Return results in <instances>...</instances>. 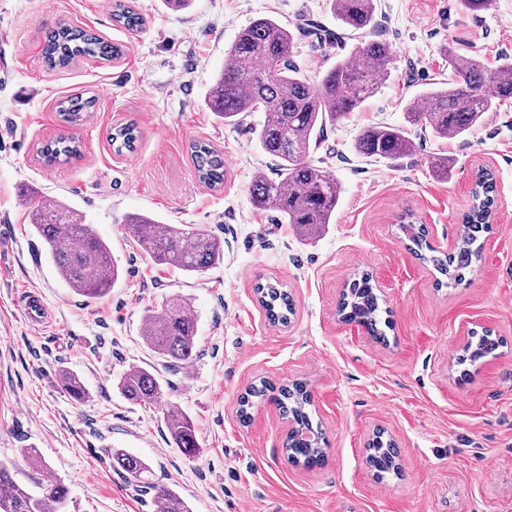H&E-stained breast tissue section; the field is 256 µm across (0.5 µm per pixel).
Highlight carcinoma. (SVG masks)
Instances as JSON below:
<instances>
[{
  "label": "carcinoma",
  "mask_w": 512,
  "mask_h": 512,
  "mask_svg": "<svg viewBox=\"0 0 512 512\" xmlns=\"http://www.w3.org/2000/svg\"><path fill=\"white\" fill-rule=\"evenodd\" d=\"M337 18L349 29L366 30L373 25L375 0H331ZM115 21L129 31L143 26L144 19L130 5L117 0L113 6ZM295 32L270 17L255 19L242 29L225 52L224 70L212 85L207 106L214 114L233 124L244 112H262L264 120L257 134L260 149L277 162V173L255 175L250 193L256 206L273 208L304 240L321 236L331 224L338 204L339 182L322 167L309 160L320 143L327 125L346 119L388 81L393 51L382 40H371L355 57L333 64L317 83L300 73L291 61ZM42 54L51 69L65 68L76 59L90 56L105 61L117 59L122 49L93 31L59 25L48 30ZM451 76L426 89L405 108V121L431 128L435 137L452 140L463 136L481 118L501 102L512 99V58L504 57L493 69L480 61L448 51ZM95 106V98L74 97L61 106L62 120L70 127L81 125ZM116 152L130 150L137 141L132 123L115 128L111 137ZM358 154L395 161L413 154L415 143L401 126H369L356 140ZM191 159L199 179L211 188L224 184V157L204 142L190 145ZM80 153L75 136H62L39 150L46 165L60 158ZM495 182L492 174L480 171L472 191V205L462 221V246L444 257L434 255L423 228L403 226L410 242L409 250L431 262L450 284H459L465 270L480 260L479 250L472 248L481 234L489 231L494 204ZM30 224L49 252L56 270L74 293L86 300L105 296L118 281L121 271L110 248L85 223L79 210L57 200L38 199L30 213ZM126 226L136 244L155 262L173 266L185 273L203 275L224 260L220 239L186 224H163L155 218L134 213ZM261 306L272 323L288 324L293 302L288 291L278 283L256 286ZM379 298L374 292L372 276L362 273L349 285L339 305L340 316L363 326L370 335L379 336ZM141 336L147 347L163 361L167 369L187 368L197 356V327L190 303L173 298L160 309H148L142 319ZM503 341L490 334L476 344L467 345L459 363L475 362L495 353ZM61 387L70 398L81 401L86 392L76 375L64 372ZM118 389L129 401L150 404L162 396V382L156 371L141 366L130 367L120 378ZM268 400L280 407L291 421L284 441L289 462L312 468L325 456L324 436L313 428L307 411L311 396L306 386L275 388L266 381L250 386L240 397L238 414L242 421L250 410ZM171 443L189 459L201 454L194 420L181 408L170 406L165 418ZM369 464L379 475L396 468L397 451L390 441L376 439L369 445ZM30 469L44 475L50 466L33 448L22 449ZM112 464L130 483L154 492L163 512H190L184 499L171 487L158 485L150 478L149 465L122 448L111 451ZM69 490L58 479L39 483L35 492L14 477L9 465L0 462V512H68Z\"/></svg>",
  "instance_id": "cac0c4a2"
}]
</instances>
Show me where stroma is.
<instances>
[{
    "label": "stroma",
    "mask_w": 512,
    "mask_h": 512,
    "mask_svg": "<svg viewBox=\"0 0 512 512\" xmlns=\"http://www.w3.org/2000/svg\"><path fill=\"white\" fill-rule=\"evenodd\" d=\"M129 2L145 19L137 32L114 21L113 0H0V460L32 486L21 451L38 449L68 487L70 512H156L152 496L113 468L112 448L144 459L192 512H512V100L458 139L410 127L416 150L397 161L355 150L363 127L405 124L406 104L448 78L449 52L490 67L512 57V0L476 15L461 0H376L363 34L336 18L330 0H191L177 12L163 0ZM264 16L295 30L292 61L313 80L369 40L394 52L386 84L327 126L310 155L341 196L332 224L308 242L252 201L255 173L276 168L257 143L263 113L228 125L206 105L225 51ZM59 24L94 31L123 54L50 70L42 47ZM75 95L96 104L73 128L59 107ZM127 123L138 139L115 152L112 131ZM69 133L80 155L44 166L40 147ZM195 141L223 153L221 188L199 181ZM437 154L451 161L447 179L431 170ZM481 168L496 181L481 259L462 283L439 285L401 227L423 225L437 254L453 252ZM41 196L79 209L110 245L121 276L105 297L86 301L61 281L29 221ZM132 213L207 231L223 241V261L200 276L156 264L128 233ZM362 271L386 311L381 340L338 313ZM265 281L286 285L288 325L268 321L254 291ZM30 292L52 312L48 327L29 324ZM177 295L193 305L198 356L170 372L140 328L146 308ZM485 328L503 341L497 354L459 364L469 331ZM134 365L158 368L157 404L120 394ZM64 370L83 382V402L61 389ZM262 380L305 383L324 434L322 465L288 461L290 423L274 404L239 420L241 395ZM172 404L198 426L197 459L169 440ZM378 431L398 451L397 471L381 477L367 462Z\"/></svg>",
    "instance_id": "stroma-1"
}]
</instances>
